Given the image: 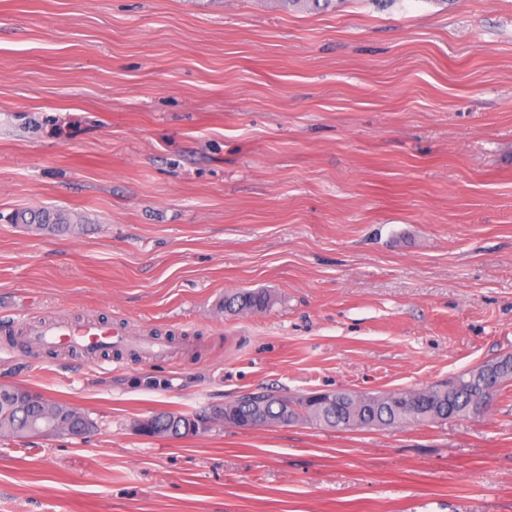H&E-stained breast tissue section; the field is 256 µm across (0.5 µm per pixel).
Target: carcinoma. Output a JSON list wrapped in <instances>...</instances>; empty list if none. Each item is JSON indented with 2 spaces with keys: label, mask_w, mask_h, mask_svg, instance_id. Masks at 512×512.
Masks as SVG:
<instances>
[{
  "label": "carcinoma",
  "mask_w": 512,
  "mask_h": 512,
  "mask_svg": "<svg viewBox=\"0 0 512 512\" xmlns=\"http://www.w3.org/2000/svg\"><path fill=\"white\" fill-rule=\"evenodd\" d=\"M271 302V295L264 290H243L225 300L224 307L231 311L263 310ZM511 382L510 355L464 371L450 383L435 382L413 390L375 394L336 390L297 396L248 392L222 407V421L238 429L248 428L252 420L262 427L301 424L339 430L432 425L482 415ZM51 418L80 429L93 427L85 413L69 404L28 392L21 396L15 389L0 387V436H39ZM191 419L217 421L210 413L159 411L145 419L141 434L179 436L183 425Z\"/></svg>",
  "instance_id": "1"
}]
</instances>
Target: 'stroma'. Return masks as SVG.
<instances>
[{"mask_svg": "<svg viewBox=\"0 0 512 512\" xmlns=\"http://www.w3.org/2000/svg\"><path fill=\"white\" fill-rule=\"evenodd\" d=\"M42 210L70 231L12 221ZM505 355L512 0H0V386L94 423L0 437V512H512V385L433 426L134 429ZM271 295L264 290H243L224 301V307L230 311L263 310L270 306ZM40 340L47 344L76 345L88 352L98 350L104 345L130 342L126 334L112 331L108 326L99 323L68 324L52 322L40 334Z\"/></svg>", "mask_w": 512, "mask_h": 512, "instance_id": "stroma-1", "label": "stroma"}]
</instances>
